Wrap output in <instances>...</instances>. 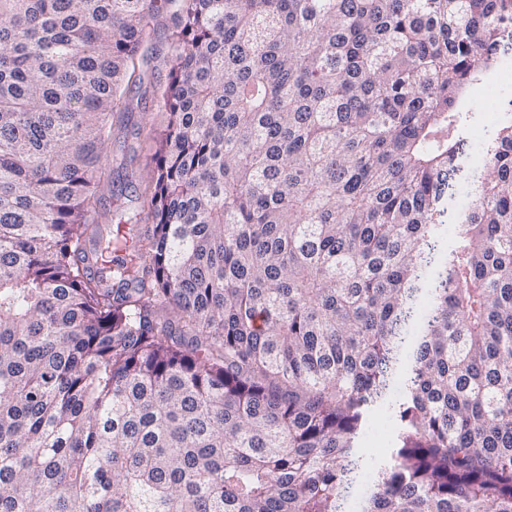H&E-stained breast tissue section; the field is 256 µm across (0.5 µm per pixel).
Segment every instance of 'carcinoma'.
Returning <instances> with one entry per match:
<instances>
[{
	"label": "carcinoma",
	"instance_id": "obj_1",
	"mask_svg": "<svg viewBox=\"0 0 512 512\" xmlns=\"http://www.w3.org/2000/svg\"><path fill=\"white\" fill-rule=\"evenodd\" d=\"M149 15L129 212L106 149ZM510 28L512 0H0V512H344L381 407L362 512H512V110L447 200ZM150 32L142 43L139 54L147 56L148 63L144 69L146 75L144 84L139 92L134 90L131 95L134 96L135 109L131 116V121L125 131L114 132L112 143L109 145L110 159L112 157L118 162L122 156L127 157L131 154V148L137 151V159L132 163L133 178L132 184L127 188L126 195L121 202L124 206L134 208L139 204V200H135L145 185L146 167L145 164L154 151L155 140L160 129V104L147 92L139 107H136L137 97L143 93L145 89L151 90L149 82L164 80L166 71L160 64V58L166 53V35L170 22L162 16L148 19ZM481 174L482 168L467 165L461 169V172L457 176H453V179L450 181L453 185L450 190V192H452V200L448 201V206L452 209L464 208L468 203L466 196L468 188L467 181L478 178ZM394 438V421L385 411H379L372 415L360 446L368 457L379 460L390 455Z\"/></svg>",
	"mask_w": 512,
	"mask_h": 512
}]
</instances>
